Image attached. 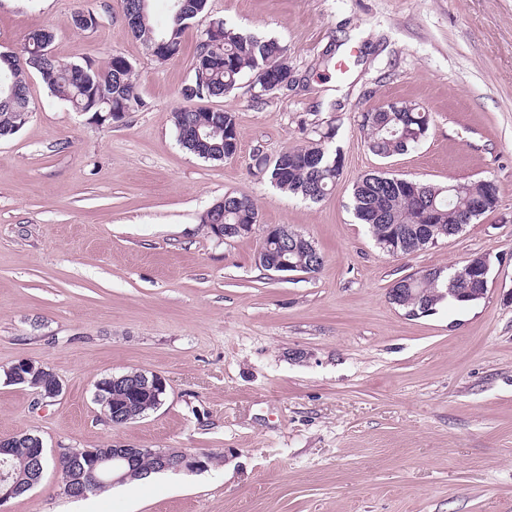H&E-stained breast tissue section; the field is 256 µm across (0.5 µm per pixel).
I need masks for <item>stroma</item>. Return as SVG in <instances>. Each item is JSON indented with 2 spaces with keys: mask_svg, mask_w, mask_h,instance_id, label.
<instances>
[{
  "mask_svg": "<svg viewBox=\"0 0 512 512\" xmlns=\"http://www.w3.org/2000/svg\"><path fill=\"white\" fill-rule=\"evenodd\" d=\"M93 13L96 28L74 25ZM287 50L291 80L258 96L252 72L221 98L186 100L212 20ZM53 52L134 68L142 108L112 125L27 75L31 116L0 138V437L65 448L208 453L94 496L96 512H512V0H208L180 53L160 62L121 0H0V51L30 33ZM385 101L430 112L425 139L382 159L361 115ZM234 115L238 151L207 161L178 141L183 106ZM334 129L343 173L311 202L255 165ZM383 171L433 184L494 179L499 207L407 256L377 247L352 191ZM251 199V235L218 240L201 216ZM285 225L324 257L315 273L258 265ZM489 257L487 294L412 318L389 299L401 277ZM62 382L55 401L9 381L19 360ZM167 381L160 406L105 421L97 382L131 370ZM55 469L9 512H80Z\"/></svg>",
  "mask_w": 512,
  "mask_h": 512,
  "instance_id": "obj_1",
  "label": "stroma"
}]
</instances>
